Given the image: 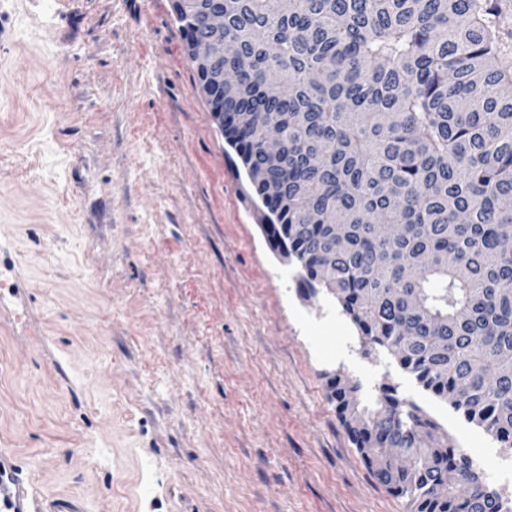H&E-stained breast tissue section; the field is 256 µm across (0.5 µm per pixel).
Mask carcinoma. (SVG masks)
Segmentation results:
<instances>
[{"label": "carcinoma", "mask_w": 512, "mask_h": 512, "mask_svg": "<svg viewBox=\"0 0 512 512\" xmlns=\"http://www.w3.org/2000/svg\"><path fill=\"white\" fill-rule=\"evenodd\" d=\"M208 0L173 5L184 39ZM504 0H224L211 111L268 213L265 230L363 346L512 448V36ZM281 150L265 151L270 132ZM399 224L384 236L368 216ZM345 225L343 237L330 225ZM373 476L410 512H512L471 459L384 384L330 379ZM383 448L411 457L402 467Z\"/></svg>", "instance_id": "carcinoma-1"}]
</instances>
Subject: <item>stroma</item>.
Here are the masks:
<instances>
[{"mask_svg":"<svg viewBox=\"0 0 512 512\" xmlns=\"http://www.w3.org/2000/svg\"><path fill=\"white\" fill-rule=\"evenodd\" d=\"M172 0H0V452L34 512H409L329 379L499 442L274 251Z\"/></svg>","mask_w":512,"mask_h":512,"instance_id":"1","label":"stroma"}]
</instances>
